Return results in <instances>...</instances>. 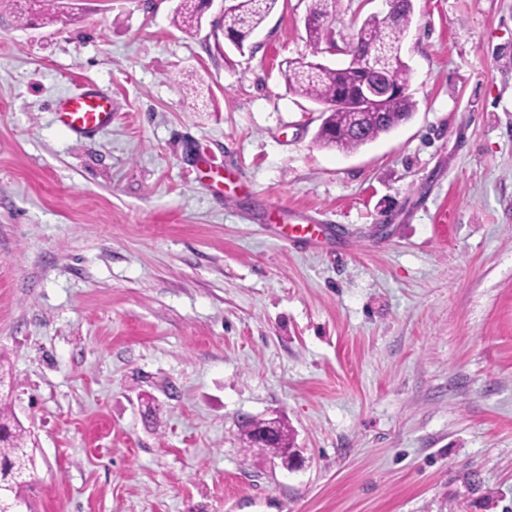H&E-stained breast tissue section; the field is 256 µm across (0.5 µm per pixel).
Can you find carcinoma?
I'll list each match as a JSON object with an SVG mask.
<instances>
[{
  "mask_svg": "<svg viewBox=\"0 0 512 512\" xmlns=\"http://www.w3.org/2000/svg\"><path fill=\"white\" fill-rule=\"evenodd\" d=\"M278 0H233V7L224 13V35L239 48L247 47L251 35L263 24ZM203 0H181L176 24L185 30L198 27ZM340 0H313L305 22L307 40L314 57L322 54L329 31L326 22L336 17ZM412 0H400L394 22L376 14L369 15L359 27L356 39L378 52L379 65L401 92L378 105L364 108L361 114L350 103L359 98L367 73L356 64L331 68L305 57L285 61L283 76L294 93L324 106L317 140L326 148L341 152L357 150L408 121L417 108L409 92L408 67L398 47L410 26ZM264 424L254 420L244 425L242 440L258 454L290 465L287 449L292 446L288 426L276 425L274 437L266 442L256 439L254 431ZM28 433L16 415L0 404V506L9 508L16 491L28 484L31 456L28 454Z\"/></svg>",
  "mask_w": 512,
  "mask_h": 512,
  "instance_id": "carcinoma-1",
  "label": "carcinoma"
}]
</instances>
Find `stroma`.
I'll list each match as a JSON object with an SVG mask.
<instances>
[{"label": "stroma", "mask_w": 512, "mask_h": 512, "mask_svg": "<svg viewBox=\"0 0 512 512\" xmlns=\"http://www.w3.org/2000/svg\"><path fill=\"white\" fill-rule=\"evenodd\" d=\"M0 0V397L21 512H512V0H413L412 118L351 153L214 0ZM387 0H341L356 34ZM112 98L108 129L56 121ZM320 224L284 241L290 214ZM280 419L302 463L244 448ZM180 2L176 24L186 31L197 28L201 19L203 0H181ZM57 122L75 134H84L112 124V100L94 90L58 98ZM31 435L20 424L6 404L0 403V505L9 508L16 491L28 484L31 456L28 454Z\"/></svg>", "instance_id": "obj_1"}]
</instances>
